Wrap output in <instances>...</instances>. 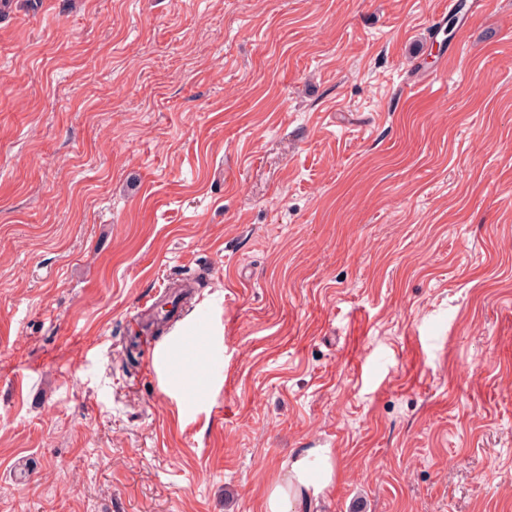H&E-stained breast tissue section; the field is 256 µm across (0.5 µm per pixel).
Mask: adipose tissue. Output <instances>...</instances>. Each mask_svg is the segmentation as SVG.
I'll list each match as a JSON object with an SVG mask.
<instances>
[{
    "label": "adipose tissue",
    "mask_w": 512,
    "mask_h": 512,
    "mask_svg": "<svg viewBox=\"0 0 512 512\" xmlns=\"http://www.w3.org/2000/svg\"><path fill=\"white\" fill-rule=\"evenodd\" d=\"M337 475L336 459L328 448H308L293 456L286 474L274 483L265 512H292L296 503L318 498Z\"/></svg>",
    "instance_id": "ef3b65f1"
}]
</instances>
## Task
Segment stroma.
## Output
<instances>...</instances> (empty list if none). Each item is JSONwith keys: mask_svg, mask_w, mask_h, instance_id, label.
Instances as JSON below:
<instances>
[{"mask_svg": "<svg viewBox=\"0 0 512 512\" xmlns=\"http://www.w3.org/2000/svg\"><path fill=\"white\" fill-rule=\"evenodd\" d=\"M11 0L0 512H512V0ZM178 278L224 377L143 372ZM336 459L329 448H307L293 456L286 474L274 483L265 512H291L295 503L318 498L336 481Z\"/></svg>", "mask_w": 512, "mask_h": 512, "instance_id": "35a3bbf8", "label": "stroma"}]
</instances>
